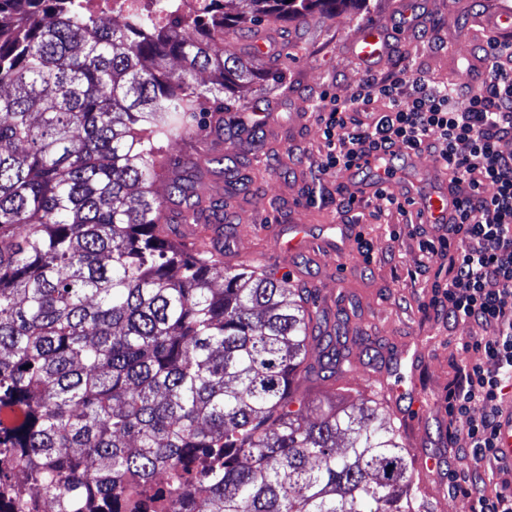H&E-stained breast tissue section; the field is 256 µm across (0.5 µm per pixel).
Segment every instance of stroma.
<instances>
[{
  "mask_svg": "<svg viewBox=\"0 0 512 512\" xmlns=\"http://www.w3.org/2000/svg\"><path fill=\"white\" fill-rule=\"evenodd\" d=\"M512 9V0H419L417 25H409L397 0H368L365 11H345L324 20L316 16L279 23L281 43L276 79L257 78L224 94V127L164 146V167L155 189L167 197L183 168L200 157H217L234 175L206 174L197 192L223 202L207 224L222 225L235 239L225 267L250 265L293 287L308 289L323 311L329 331L341 332L350 369L330 380L307 382L305 397L370 399L399 428L413 471L424 460L446 471L464 466L448 445L445 395L454 376L452 360L478 358L469 345L472 324L447 320L429 304L434 270L420 266L415 239L396 211L370 196L349 213L336 209L335 175L318 176L324 152L315 103L325 94H345L361 78L362 68L344 46L361 28L386 26L394 31L392 60L380 73L421 71L434 81L466 83L461 69H449L448 57L465 46L478 16ZM304 220L312 228L348 224L363 233L371 249L363 258L355 237L341 255L308 257L276 252L280 226ZM422 409L413 412L414 399Z\"/></svg>",
  "mask_w": 512,
  "mask_h": 512,
  "instance_id": "stroma-1",
  "label": "stroma"
}]
</instances>
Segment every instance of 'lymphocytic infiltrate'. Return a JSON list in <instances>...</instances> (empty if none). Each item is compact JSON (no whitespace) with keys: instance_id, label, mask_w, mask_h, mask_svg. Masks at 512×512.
I'll use <instances>...</instances> for the list:
<instances>
[{"instance_id":"obj_1","label":"lymphocytic infiltrate","mask_w":512,"mask_h":512,"mask_svg":"<svg viewBox=\"0 0 512 512\" xmlns=\"http://www.w3.org/2000/svg\"><path fill=\"white\" fill-rule=\"evenodd\" d=\"M481 55L488 75L468 85L465 110L451 104L456 85L370 69L347 95H323L316 110L322 172L343 175L373 153L392 164L399 146L428 151L448 168L454 220L410 232L445 274L432 286L431 306L481 330L473 339L480 359L461 363L448 385V442L464 441L461 453L472 461L452 474L450 489L465 512H512V464L495 454L497 419L512 392V43H488ZM487 184L493 194H484Z\"/></svg>"}]
</instances>
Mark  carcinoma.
Segmentation results:
<instances>
[{
    "label": "carcinoma",
    "instance_id": "carcinoma-1",
    "mask_svg": "<svg viewBox=\"0 0 512 512\" xmlns=\"http://www.w3.org/2000/svg\"><path fill=\"white\" fill-rule=\"evenodd\" d=\"M212 4L166 27L80 0H0V512H415L411 466L379 408L297 394L334 378L324 318L285 278L170 235L159 143L221 124L226 90L270 70L224 55L243 25L367 0ZM209 73L215 89L197 76ZM172 183L183 224L195 184Z\"/></svg>",
    "mask_w": 512,
    "mask_h": 512
}]
</instances>
